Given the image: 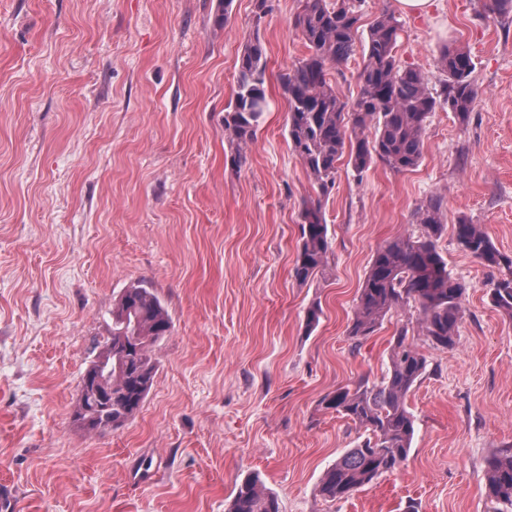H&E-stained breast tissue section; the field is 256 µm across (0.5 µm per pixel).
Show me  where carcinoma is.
<instances>
[{
  "instance_id": "carcinoma-1",
  "label": "carcinoma",
  "mask_w": 512,
  "mask_h": 512,
  "mask_svg": "<svg viewBox=\"0 0 512 512\" xmlns=\"http://www.w3.org/2000/svg\"><path fill=\"white\" fill-rule=\"evenodd\" d=\"M361 15L357 0H300L293 27L307 53L278 77L288 104V137L293 152L323 196L336 183L338 162L356 176L379 162L394 173L419 166L425 122L441 107L461 124L469 121L478 95L468 50L445 46L438 64L445 74L440 93L428 88L418 67L399 65L396 48L400 24L384 9L370 25L361 44L363 64L357 74L358 92L344 98L330 72L356 51ZM267 57L259 33L248 38L238 59L237 85L224 110V130L235 146L234 162L246 160L257 128L269 110ZM423 227L418 236L395 238L376 250L360 288L348 336L360 345L390 314L405 308L418 311V325L435 348L452 349L458 341L463 284L448 269L438 246L445 229L443 197L434 196L415 213ZM300 247L294 277L304 283L326 270L330 242L321 202H306L300 212ZM455 236L463 250L506 274L490 288L494 307L512 319V257L501 253L482 225L462 218ZM172 319L152 288L132 285L112 308V339L124 337L130 362L112 372V427L135 415L153 384L152 347L170 335ZM427 360L408 341V329L393 338L389 367L380 380L345 387L324 399L325 405L351 419L366 432L355 447L342 454L321 480L319 492L331 502L348 498L390 473L406 460L415 420L406 398L426 373ZM486 499L512 508V448L486 460ZM227 512H280L277 498L258 476L236 488Z\"/></svg>"
}]
</instances>
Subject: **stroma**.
<instances>
[{"label": "stroma", "mask_w": 512, "mask_h": 512, "mask_svg": "<svg viewBox=\"0 0 512 512\" xmlns=\"http://www.w3.org/2000/svg\"><path fill=\"white\" fill-rule=\"evenodd\" d=\"M488 0H436L398 13L400 65L444 78L443 45L471 54L468 124L429 117L413 171L339 167L320 197L293 154L277 76L305 51L298 0H0V484L8 512H226L259 474L280 512H489L487 458L512 446V318L491 303L499 270L457 244L482 225L512 256V16ZM268 57L270 110L246 163L232 161L224 111L252 32ZM444 199L438 245L466 285L458 343L419 336L395 313L362 345L348 336L375 251L418 231ZM320 201L328 274L293 267L304 202ZM154 288L173 329L152 355L153 385L123 426L73 420L79 383L112 332L125 288ZM320 304L317 327L304 318ZM426 357L407 396L409 455L347 500L324 472L363 431L328 409L337 388L376 381L396 331Z\"/></svg>", "instance_id": "stroma-1"}]
</instances>
